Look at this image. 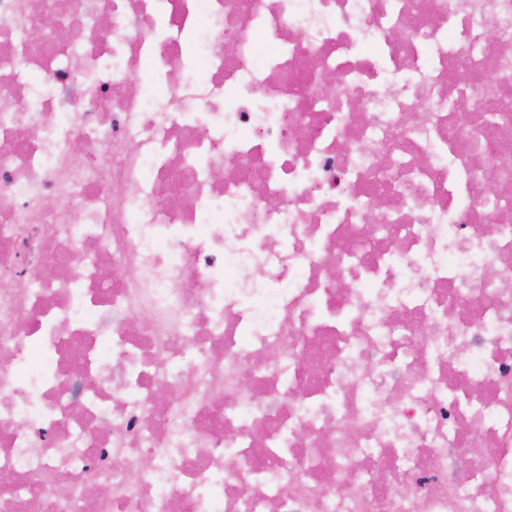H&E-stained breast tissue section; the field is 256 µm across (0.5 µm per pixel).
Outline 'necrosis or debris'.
<instances>
[{
    "label": "necrosis or debris",
    "mask_w": 512,
    "mask_h": 512,
    "mask_svg": "<svg viewBox=\"0 0 512 512\" xmlns=\"http://www.w3.org/2000/svg\"><path fill=\"white\" fill-rule=\"evenodd\" d=\"M508 279L512 0H0V512H512Z\"/></svg>",
    "instance_id": "necrosis-or-debris-1"
}]
</instances>
